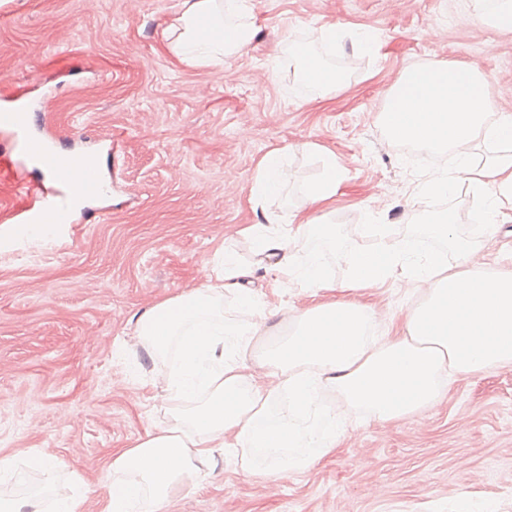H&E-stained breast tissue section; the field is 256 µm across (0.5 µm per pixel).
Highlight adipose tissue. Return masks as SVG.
Instances as JSON below:
<instances>
[{"instance_id":"1","label":"adipose tissue","mask_w":512,"mask_h":512,"mask_svg":"<svg viewBox=\"0 0 512 512\" xmlns=\"http://www.w3.org/2000/svg\"><path fill=\"white\" fill-rule=\"evenodd\" d=\"M248 13L246 0H178L162 36L180 61L220 65L249 42ZM288 68L323 96L340 83L299 44L289 48ZM486 112L473 69L427 65L401 73L380 115L387 139L449 148L457 158L454 170L419 183L420 198L451 195L465 183L483 193L490 213L512 207V115L489 124ZM483 144L492 150L474 162ZM283 159L273 151L261 160L254 203L282 197ZM344 180L326 155L319 179L301 191L298 212L285 218L269 210L263 223L241 229L249 258L216 249L200 287L136 315L145 363H169V422L113 455L102 512H155L227 455L249 478L305 473L335 454L350 429L346 409L401 420L439 404L452 375L512 365V270L490 273L473 264L478 247L458 235L450 211L425 214L419 237L367 225L376 246L344 253L346 288H378L402 276L419 292L397 331L376 332L377 310L345 298L290 313L261 300L250 286L259 272L275 283L336 291L322 247L339 241L327 205ZM228 295L246 320L226 318ZM328 392L339 407L322 404Z\"/></svg>"}]
</instances>
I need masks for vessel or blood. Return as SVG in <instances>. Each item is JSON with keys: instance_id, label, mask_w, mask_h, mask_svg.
Segmentation results:
<instances>
[{"instance_id": "obj_1", "label": "vessel or blood", "mask_w": 512, "mask_h": 512, "mask_svg": "<svg viewBox=\"0 0 512 512\" xmlns=\"http://www.w3.org/2000/svg\"><path fill=\"white\" fill-rule=\"evenodd\" d=\"M0 132L15 135L22 155L36 169L50 173L55 182L37 207L19 212L9 230L0 234L1 247H14L31 224L67 229L75 218L74 199L92 201L104 196L107 185L92 155L70 153L50 138L31 133L26 113L11 105L0 107Z\"/></svg>"}]
</instances>
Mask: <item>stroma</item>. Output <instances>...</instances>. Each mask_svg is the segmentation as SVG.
Returning <instances> with one entry per match:
<instances>
[{
	"label": "stroma",
	"mask_w": 512,
	"mask_h": 512,
	"mask_svg": "<svg viewBox=\"0 0 512 512\" xmlns=\"http://www.w3.org/2000/svg\"><path fill=\"white\" fill-rule=\"evenodd\" d=\"M12 2L0 15V103L44 84L33 123L62 146L94 151L112 188L103 217L71 225L52 248L0 254V454L15 458L0 492H82L86 512H99L113 452L166 423L162 374L134 372L131 318L199 287L218 247L248 255L239 230L262 219L250 188L271 150H291L275 210L300 204L324 154L343 168L332 216L341 240L328 256L339 283L342 254L367 245L369 220L406 234L409 215L451 209L471 237L485 221L481 195L465 184L420 202L418 184L452 159L417 162L378 121L401 71L430 63L477 66L487 122L512 114V33L460 25L472 0H250L249 44L216 67L187 65L163 42L176 0ZM330 24L373 33L378 53L329 46ZM292 42L338 67L330 96L313 98L289 72ZM45 182L0 133V229ZM476 259L489 272L512 268V222L481 238ZM350 297L389 316L420 299L404 282ZM347 416L353 428L335 455L306 474L249 479L227 457L161 512H456L462 498L471 512H512V366L455 376L443 403L419 416ZM35 451L60 468L30 471Z\"/></svg>",
	"instance_id": "1"
}]
</instances>
